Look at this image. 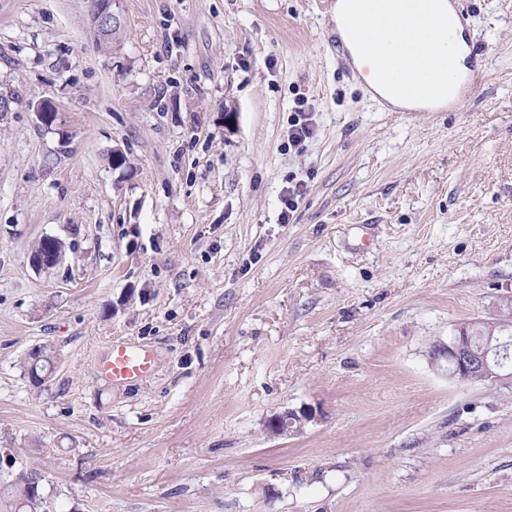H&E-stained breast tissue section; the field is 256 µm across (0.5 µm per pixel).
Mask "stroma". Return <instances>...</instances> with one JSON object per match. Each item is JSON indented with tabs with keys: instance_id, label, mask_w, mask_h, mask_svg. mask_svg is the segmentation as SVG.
<instances>
[{
	"instance_id": "stroma-1",
	"label": "stroma",
	"mask_w": 512,
	"mask_h": 512,
	"mask_svg": "<svg viewBox=\"0 0 512 512\" xmlns=\"http://www.w3.org/2000/svg\"><path fill=\"white\" fill-rule=\"evenodd\" d=\"M461 2L474 95L383 112L319 0H121L116 49L89 0H0V482L37 465L55 512H512V374L435 358L512 306V0ZM118 341L153 374L101 376ZM296 114L297 117L291 125L288 138L292 145L300 148L307 139L312 137L314 128L312 127L311 119L304 112H297ZM46 240L51 242L50 246L47 247L45 252L40 250V246L34 250L32 253V264L33 266L39 270H49L54 268L62 257L63 253V244L59 239L55 237H44ZM53 366L54 355L50 354L46 348H38L30 352L25 367L33 386H42L52 374ZM312 419V413L305 410L285 411L282 414L276 415L268 421V428L279 435L288 434L293 429L300 428L304 422Z\"/></svg>"
}]
</instances>
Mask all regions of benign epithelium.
I'll return each mask as SVG.
<instances>
[{"label": "benign epithelium", "instance_id": "obj_1", "mask_svg": "<svg viewBox=\"0 0 512 512\" xmlns=\"http://www.w3.org/2000/svg\"><path fill=\"white\" fill-rule=\"evenodd\" d=\"M90 21L100 34L101 40L111 39L112 30L122 28L126 24L120 0H90ZM40 123L51 127L56 120L57 108L50 100H40L33 104ZM50 246L46 251L35 249L32 253V264L39 270L54 268L62 257L63 244L55 237L49 238ZM512 344L499 341L497 357L492 358L474 349L469 332H458L449 340L448 345L441 349L439 355L448 363V376L462 382L474 379L491 380L501 377L505 370L501 357L509 355ZM312 419V414L304 410L286 411L268 421V428L279 435L286 434L301 427L304 422Z\"/></svg>", "mask_w": 512, "mask_h": 512}]
</instances>
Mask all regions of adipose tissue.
I'll return each mask as SVG.
<instances>
[{
  "mask_svg": "<svg viewBox=\"0 0 512 512\" xmlns=\"http://www.w3.org/2000/svg\"><path fill=\"white\" fill-rule=\"evenodd\" d=\"M336 25L369 89L393 106H417L398 85L438 74L448 95L467 70L463 27L448 0H338Z\"/></svg>",
  "mask_w": 512,
  "mask_h": 512,
  "instance_id": "adipose-tissue-1",
  "label": "adipose tissue"
}]
</instances>
